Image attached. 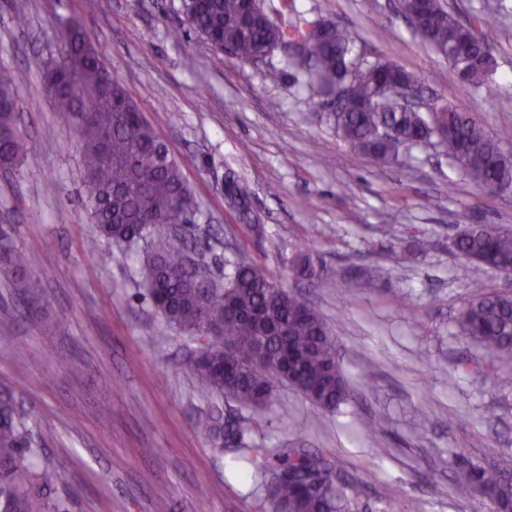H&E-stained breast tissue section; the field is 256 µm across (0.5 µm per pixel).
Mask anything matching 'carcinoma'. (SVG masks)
Here are the masks:
<instances>
[{"label":"carcinoma","instance_id":"cac0c4a2","mask_svg":"<svg viewBox=\"0 0 512 512\" xmlns=\"http://www.w3.org/2000/svg\"><path fill=\"white\" fill-rule=\"evenodd\" d=\"M399 0L401 11L424 44L446 59L452 47L467 44L480 52L499 35L502 12L477 18L480 32L459 20L447 0ZM186 29L215 50L228 49L240 61H257L290 43L302 52L288 63L303 72L321 96L317 102L327 122L351 148L376 163H390L412 148L434 142L450 164L490 194L512 191V157L470 112L444 104L437 112L410 111L401 95L418 93V77L389 61L370 62L339 24L328 23L314 35L317 20L286 14L271 18L261 3L246 0H181ZM63 57L44 72V88L59 116L74 124L86 172L85 206L99 237L116 246L146 245L139 274L150 301L165 321L194 336L208 326L214 335L190 363V370L212 392L238 404L267 407L287 383L317 408L334 412L352 396L336 358L332 330L318 309L292 294L251 263L236 247L226 261L224 284L202 283L186 268V253L155 231L177 218L191 221L200 205L178 162L144 120L141 110L117 78L107 82L106 68L84 30L74 25L62 34ZM452 68L477 86L487 70ZM22 77L0 64V163H17L26 141L16 112ZM229 205L253 234L247 189L227 188ZM458 254L477 275L486 270L512 273V233L480 224L454 242ZM293 275L310 283L329 277L321 256L305 249L289 260ZM27 254L15 247L0 251V270L25 296L40 292L41 282L26 271ZM462 335L490 352L491 374L512 366V294L478 293L458 313ZM199 428L228 439L240 465L264 488L271 512H356L352 485L333 460L308 448H268L253 435L261 419L240 417L229 425L205 416ZM38 453L28 413L11 397L0 395V512H68L52 503L48 492L59 479L48 468L32 469ZM455 493L501 512H512V471L464 460L456 470Z\"/></svg>","mask_w":512,"mask_h":512}]
</instances>
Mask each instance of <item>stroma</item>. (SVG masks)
Returning a JSON list of instances; mask_svg holds the SVG:
<instances>
[{
	"mask_svg": "<svg viewBox=\"0 0 512 512\" xmlns=\"http://www.w3.org/2000/svg\"><path fill=\"white\" fill-rule=\"evenodd\" d=\"M465 19L507 5L490 47L488 85L461 80L428 50L398 0H264L271 17L293 11L346 27L365 59L420 79L427 102L471 109L512 155V0H448ZM180 0H0V63L23 70L19 122L28 153L0 169V228L30 247L27 269L43 288L19 296L0 277V391L28 411L40 466L60 476L51 499L69 512H268L263 490L242 481L200 417L249 416L206 395L185 364L198 348L166 323L138 277L140 248L113 250L84 206V167L73 125L62 122L43 72L61 59L63 20L79 22L181 165L200 204L188 242L208 277L224 280L232 246L313 302L336 339L356 397L328 414L289 386L265 410L264 444L319 450L360 486L359 512H472L452 490L463 455L512 468V372L485 375L490 355L459 336L454 319L479 292H512V279L472 280L456 236L476 224L512 229V194L490 195L434 146L374 165L330 128L314 90L282 51L244 64L197 35L173 38ZM283 77L273 83L267 71ZM248 187L261 237L246 239L224 206V178ZM322 228L314 236V228ZM314 246L335 278L310 288L288 269ZM378 287L359 288L364 270ZM375 373H365L367 360Z\"/></svg>",
	"mask_w": 512,
	"mask_h": 512,
	"instance_id": "1",
	"label": "stroma"
}]
</instances>
